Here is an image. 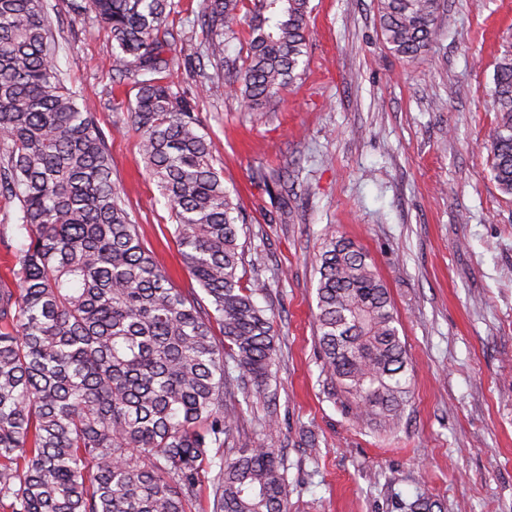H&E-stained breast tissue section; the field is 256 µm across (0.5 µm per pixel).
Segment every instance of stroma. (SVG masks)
<instances>
[{
  "instance_id": "35a3bbf8",
  "label": "stroma",
  "mask_w": 512,
  "mask_h": 512,
  "mask_svg": "<svg viewBox=\"0 0 512 512\" xmlns=\"http://www.w3.org/2000/svg\"><path fill=\"white\" fill-rule=\"evenodd\" d=\"M56 62L94 114L112 179L145 246L187 287L174 221L112 81V37L50 0ZM202 0H174L169 79L195 104L224 185L248 218L244 284L278 332L275 379L251 395L242 437L278 449L288 512H403L423 495L445 512H512V199L494 181L490 90L512 41V0H441L413 59L384 44L377 0H311L306 64L282 100L249 109L212 91ZM284 172L287 189L256 171ZM18 203L0 196V280L13 282ZM361 245L390 290L408 354L398 426L356 422L322 370L315 260L328 235ZM278 426L265 427L267 412Z\"/></svg>"
}]
</instances>
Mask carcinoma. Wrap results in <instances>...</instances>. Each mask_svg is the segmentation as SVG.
Returning a JSON list of instances; mask_svg holds the SVG:
<instances>
[{
  "instance_id": "cac0c4a2",
  "label": "carcinoma",
  "mask_w": 512,
  "mask_h": 512,
  "mask_svg": "<svg viewBox=\"0 0 512 512\" xmlns=\"http://www.w3.org/2000/svg\"><path fill=\"white\" fill-rule=\"evenodd\" d=\"M109 29L113 81L135 91L131 122L175 221L195 285L177 288L131 223L106 139L55 64L46 0H0V193L19 202L18 282L0 283V508L5 512H186L203 482L211 512H287L286 468L240 437L237 393L269 388L267 309L247 286L244 217L201 121L166 80L172 0H70ZM203 0L204 54L253 108L280 98L307 54L309 0ZM440 0H377L385 43L413 59ZM245 58L224 80V39ZM491 97L493 178L512 197V44ZM323 369L355 419L401 420L406 348L368 253L332 236L317 260ZM220 328L221 337L213 333ZM238 370L232 375L230 367ZM214 475H209V472ZM404 512H444L424 496Z\"/></svg>"
}]
</instances>
